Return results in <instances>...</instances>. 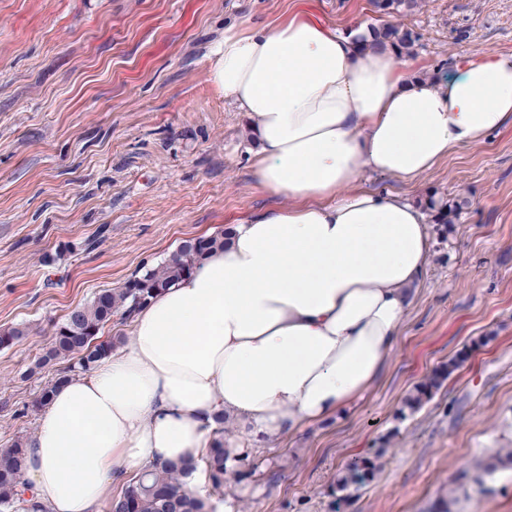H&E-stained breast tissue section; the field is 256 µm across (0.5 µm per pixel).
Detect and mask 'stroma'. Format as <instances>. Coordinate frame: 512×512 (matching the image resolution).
Returning <instances> with one entry per match:
<instances>
[{"label": "stroma", "mask_w": 512, "mask_h": 512, "mask_svg": "<svg viewBox=\"0 0 512 512\" xmlns=\"http://www.w3.org/2000/svg\"><path fill=\"white\" fill-rule=\"evenodd\" d=\"M299 13L330 29L380 24L369 0H0V447L36 428L33 365L75 307L166 260L188 238L287 204L252 175L247 118L211 80L232 25ZM399 66L434 77L470 55H512V0H421ZM362 187L466 208L434 244L378 381L343 415L252 449L224 512H512V124L415 182ZM433 398L405 397L457 354ZM382 451L375 479L339 501L337 474Z\"/></svg>", "instance_id": "35a3bbf8"}]
</instances>
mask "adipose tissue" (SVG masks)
<instances>
[{
	"instance_id": "adipose-tissue-1",
	"label": "adipose tissue",
	"mask_w": 512,
	"mask_h": 512,
	"mask_svg": "<svg viewBox=\"0 0 512 512\" xmlns=\"http://www.w3.org/2000/svg\"><path fill=\"white\" fill-rule=\"evenodd\" d=\"M371 29L298 18L232 29L210 76L249 119L253 176L288 206L232 225L224 248L135 314L129 343L62 381L26 446L39 512H102L130 470L189 460L208 497L215 418L260 445L321 422L378 380L433 240L420 206L359 187L411 182L512 122V55L437 79L403 73Z\"/></svg>"
}]
</instances>
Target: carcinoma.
<instances>
[{
    "instance_id": "carcinoma-1",
    "label": "carcinoma",
    "mask_w": 512,
    "mask_h": 512,
    "mask_svg": "<svg viewBox=\"0 0 512 512\" xmlns=\"http://www.w3.org/2000/svg\"><path fill=\"white\" fill-rule=\"evenodd\" d=\"M374 11L397 20L372 27L376 44L390 43L398 54L410 51L418 40L412 29L399 18L415 11L419 0H370ZM224 232L192 237L182 241L178 249L165 261L129 278L119 288L103 290L90 302L71 311L65 321L56 328L51 345L35 361L34 368L43 369L59 360L69 362L67 372L84 373L92 370L112 349V342L98 341L102 328L112 317L132 319L134 313L160 291L177 283L188 275L195 265L214 250L224 248ZM460 357L448 360V364L435 370L420 386L415 388L404 402L410 411L428 402L448 376L458 368ZM216 447L211 449L204 463L210 474L212 488L224 493V486L238 483L251 466V451H239L224 443V416L215 420ZM25 468V439L18 438L9 446L0 448V512H12L26 499L19 494ZM375 465L365 461L347 471L337 483L342 493L351 486L372 478ZM187 469L177 464L153 465L142 470L133 483L120 496L109 503V512H208L204 499L192 497L183 490Z\"/></svg>"
}]
</instances>
